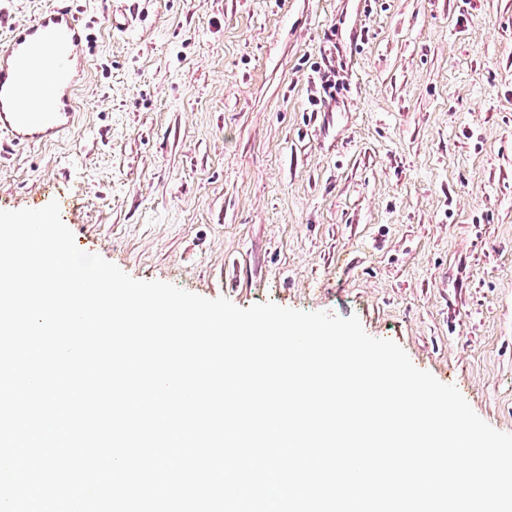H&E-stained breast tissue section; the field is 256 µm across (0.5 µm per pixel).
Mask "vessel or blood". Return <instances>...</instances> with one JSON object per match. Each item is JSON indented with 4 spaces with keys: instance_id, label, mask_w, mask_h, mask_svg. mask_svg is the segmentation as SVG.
I'll list each match as a JSON object with an SVG mask.
<instances>
[{
    "instance_id": "b4317fda",
    "label": "vessel or blood",
    "mask_w": 512,
    "mask_h": 512,
    "mask_svg": "<svg viewBox=\"0 0 512 512\" xmlns=\"http://www.w3.org/2000/svg\"><path fill=\"white\" fill-rule=\"evenodd\" d=\"M88 45L74 0L13 26L0 48V150L54 140L73 125L69 92L85 73L73 61L87 58Z\"/></svg>"
}]
</instances>
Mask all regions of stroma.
<instances>
[{
	"label": "stroma",
	"mask_w": 512,
	"mask_h": 512,
	"mask_svg": "<svg viewBox=\"0 0 512 512\" xmlns=\"http://www.w3.org/2000/svg\"><path fill=\"white\" fill-rule=\"evenodd\" d=\"M75 6L80 124L0 158V210L65 195L134 279L357 316L512 433V0Z\"/></svg>",
	"instance_id": "35a3bbf8"
}]
</instances>
